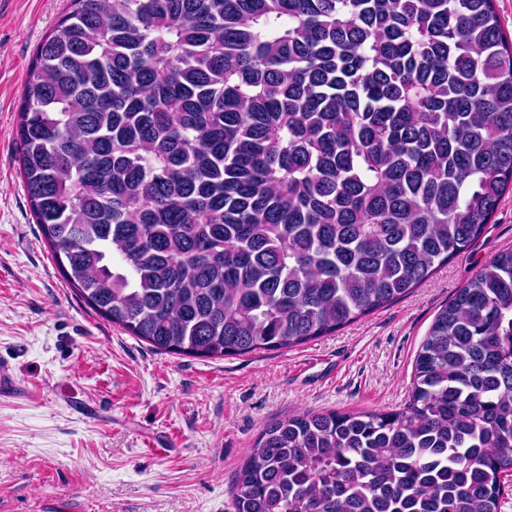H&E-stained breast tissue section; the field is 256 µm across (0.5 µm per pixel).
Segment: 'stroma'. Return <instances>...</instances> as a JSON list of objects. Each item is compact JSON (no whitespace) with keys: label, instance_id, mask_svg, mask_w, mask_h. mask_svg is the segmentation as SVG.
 <instances>
[{"label":"stroma","instance_id":"stroma-1","mask_svg":"<svg viewBox=\"0 0 512 512\" xmlns=\"http://www.w3.org/2000/svg\"><path fill=\"white\" fill-rule=\"evenodd\" d=\"M67 9L0 0V512H234L232 478L268 423L403 407L436 314L512 247V191L466 251L336 333L221 359L157 351L64 281L19 175L25 81Z\"/></svg>","mask_w":512,"mask_h":512}]
</instances>
